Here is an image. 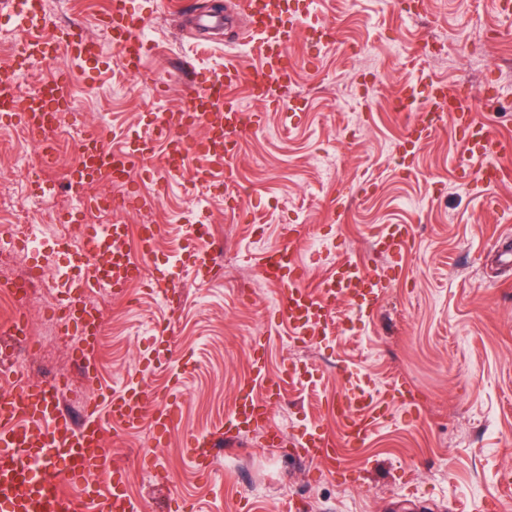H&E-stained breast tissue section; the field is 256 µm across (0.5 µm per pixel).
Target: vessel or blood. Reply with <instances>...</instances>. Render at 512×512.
<instances>
[{"label":"vessel or blood","instance_id":"vessel-or-blood-1","mask_svg":"<svg viewBox=\"0 0 512 512\" xmlns=\"http://www.w3.org/2000/svg\"><path fill=\"white\" fill-rule=\"evenodd\" d=\"M238 7L249 20L250 32L259 37L260 67L255 85L269 104H276L292 79L295 34L303 26L313 25L314 20L292 10L288 0H240ZM0 18L23 31L19 54L29 61H87L101 52L100 43L80 26L46 33L42 0H0ZM100 24L126 70L140 73L149 53L141 35L143 17L130 10L127 0H113ZM241 79L242 73L233 63L226 64L223 73L198 78L184 108L158 113L151 131L122 150L106 153L104 132H85V166L70 173L71 182L80 186L90 177L102 184L122 183L128 180L132 166L141 162L151 163L167 178L181 173V163L191 153L200 160L195 178L207 180L214 163L231 162L243 136L262 126L260 115L246 112L233 92ZM402 99L412 119L397 152L407 168L447 112L460 117H469L471 112L467 97L450 96L447 86L437 80L430 82L423 94L412 87L406 89ZM66 102L61 77H46L25 96L19 94L12 77L0 78V116H18L32 136H39ZM470 127V136L462 143L464 156L492 161L498 172L511 174L512 164L506 158L512 155V142L505 140L491 122L471 120ZM199 128L204 129V137H194V130ZM159 140L165 143L160 153L155 150ZM411 234V226L404 224L380 232L390 259L389 274L372 275L358 263L347 261L338 263L332 274L313 285L306 280L299 258L300 235L295 229H288L281 245L262 252L258 269L277 289L292 340L306 343L320 335L336 301H347L359 317L375 310L387 296L393 275L402 270ZM158 235L154 224H141L133 230L125 224L83 226L80 248L87 261L69 283L71 294L63 302L61 323L80 340L77 352L85 372L97 369L98 338L104 332L102 315L89 305L87 295L104 288L120 293L137 281L142 261L153 254ZM27 333L22 310L0 318V334L15 339ZM266 373V354L258 344L253 348L250 381L241 387L224 415L225 438L266 425L271 402L253 394L254 383L264 381ZM146 392L137 377H129L123 389L113 392L108 405L88 404L75 419L59 409L57 386L30 382L15 371L0 374V512H89L94 505L100 512H139L127 490V469L114 465L106 454L105 434L109 425L134 427L141 422ZM388 398L400 400L410 409L415 406L402 380H393L380 399L357 373H348L344 393L332 404L346 446H357L368 438ZM298 446L311 461L336 458L334 442L317 430L302 435Z\"/></svg>","mask_w":512,"mask_h":512}]
</instances>
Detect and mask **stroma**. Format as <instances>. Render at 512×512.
<instances>
[{
    "label": "stroma",
    "instance_id": "stroma-1",
    "mask_svg": "<svg viewBox=\"0 0 512 512\" xmlns=\"http://www.w3.org/2000/svg\"><path fill=\"white\" fill-rule=\"evenodd\" d=\"M110 2L44 0L49 29L75 23L102 46L98 59L38 64L18 77L25 93L49 75L71 85L58 130L66 152L52 171L17 136V120L0 118V187L17 207L26 196L41 199L32 219L43 226L42 250L25 262L0 258V279L47 268L43 296L27 309L36 331L85 263L76 248L61 246L55 222L84 221L62 188L76 134L101 128L112 148H122L156 113L184 107L195 74L234 62L252 75L260 65L235 0H223L219 30L194 23L210 13L212 0H170L164 11L159 0H130L146 21L152 55L145 73L127 75L98 22ZM317 11L338 43L317 50L302 31L280 104L237 88L245 108L263 114L264 130L244 136L230 177L216 176L198 201L189 178L169 181L138 165L121 193L152 197L154 206L97 213L101 224L160 227L144 279L124 293L89 298L106 324L97 377L72 361L69 336L43 338V355L31 360L48 356L50 368L69 378L67 398L76 406L102 401L132 375L149 387V413L138 427L106 432L141 512H267L273 504L278 512H457L463 505L500 512L503 500L512 501V182L467 187L448 120L413 167L402 169L396 145L406 121L394 103L431 80L479 100L512 101V20L501 15L499 0H320ZM156 82L167 89L159 102ZM339 196L347 210L336 223L329 206ZM301 209V255L312 284L341 261L386 271L376 235L392 224L413 229L404 273L373 315L358 319L338 304L334 330L308 344L289 340L274 287L255 260L281 244ZM197 224L213 231L207 269L182 254ZM161 324L173 327L174 352L157 345ZM259 336L268 343L269 378L293 374L270 415L279 442L267 445L259 431L243 434L200 468L189 461L185 434L223 425ZM347 368L379 391L406 379L421 413L410 417L392 406L391 419L374 427L363 448L332 464L308 461L293 451L303 433L340 435L329 405ZM173 393L180 426L153 447L151 415Z\"/></svg>",
    "mask_w": 512,
    "mask_h": 512
}]
</instances>
